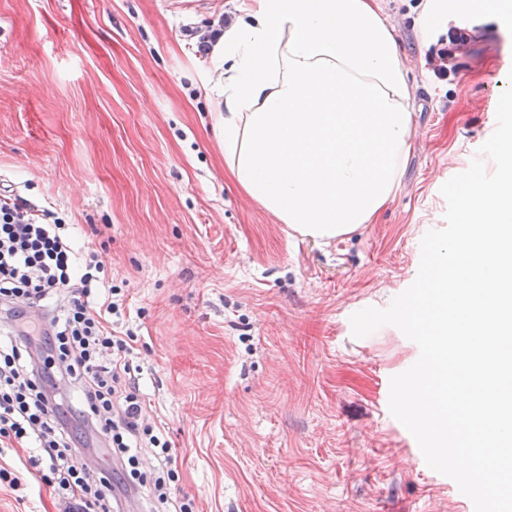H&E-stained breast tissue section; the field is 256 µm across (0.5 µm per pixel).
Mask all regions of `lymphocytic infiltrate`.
<instances>
[{
    "instance_id": "lymphocytic-infiltrate-1",
    "label": "lymphocytic infiltrate",
    "mask_w": 512,
    "mask_h": 512,
    "mask_svg": "<svg viewBox=\"0 0 512 512\" xmlns=\"http://www.w3.org/2000/svg\"><path fill=\"white\" fill-rule=\"evenodd\" d=\"M101 271L96 255L77 257L49 210L0 188V311L11 320L10 339L0 343V440L40 448L47 481L69 512H112L111 487L90 473L60 415L58 384L68 381L79 421L100 435L126 489L190 512L171 497L172 445L145 421L130 361L134 336L109 325L117 300L95 299ZM145 448L156 461L149 477L140 469Z\"/></svg>"
}]
</instances>
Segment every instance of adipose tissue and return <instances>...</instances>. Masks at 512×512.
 I'll list each match as a JSON object with an SVG mask.
<instances>
[{"label":"adipose tissue","instance_id":"adipose-tissue-1","mask_svg":"<svg viewBox=\"0 0 512 512\" xmlns=\"http://www.w3.org/2000/svg\"><path fill=\"white\" fill-rule=\"evenodd\" d=\"M214 55L217 142L246 194L316 241L373 223L415 133L414 85L377 0H255Z\"/></svg>","mask_w":512,"mask_h":512}]
</instances>
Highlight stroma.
<instances>
[{
  "label": "stroma",
  "instance_id": "obj_1",
  "mask_svg": "<svg viewBox=\"0 0 512 512\" xmlns=\"http://www.w3.org/2000/svg\"><path fill=\"white\" fill-rule=\"evenodd\" d=\"M420 0H381L417 86V133L376 223L321 244L235 183L213 128L212 57L195 36L251 0H0V178L67 224L121 290L147 419L174 449L172 494L193 512H460L389 410L420 350L351 316L415 280L444 227L441 186L496 128L512 27L469 17L460 71L434 77ZM1 448L20 486L0 512H64Z\"/></svg>",
  "mask_w": 512,
  "mask_h": 512
}]
</instances>
